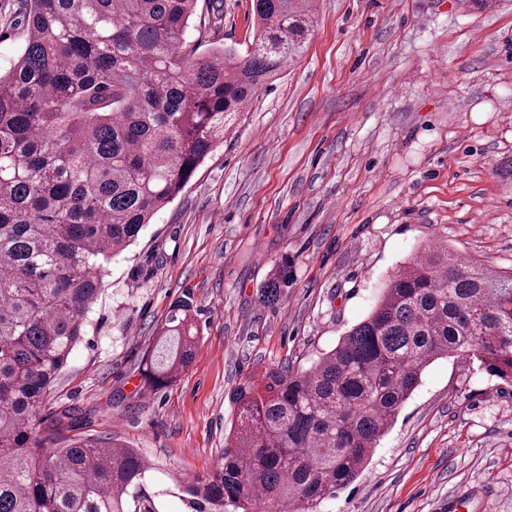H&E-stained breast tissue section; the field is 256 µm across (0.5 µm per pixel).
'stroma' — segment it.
Masks as SVG:
<instances>
[{"instance_id": "35a3bbf8", "label": "stroma", "mask_w": 512, "mask_h": 512, "mask_svg": "<svg viewBox=\"0 0 512 512\" xmlns=\"http://www.w3.org/2000/svg\"><path fill=\"white\" fill-rule=\"evenodd\" d=\"M196 18L220 29L191 30L185 50L242 54L253 39V0H198ZM23 46V18L0 0V69ZM433 241L512 270V0H315L303 54L112 259L42 416L80 407L77 434L149 465L139 512H190L183 482L219 465L233 390L310 367ZM285 258L292 284L260 302ZM184 298L195 357L146 392L141 359ZM320 512H512V383L472 358L434 360Z\"/></svg>"}]
</instances>
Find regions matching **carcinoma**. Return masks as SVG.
<instances>
[{"instance_id":"obj_1","label":"carcinoma","mask_w":512,"mask_h":512,"mask_svg":"<svg viewBox=\"0 0 512 512\" xmlns=\"http://www.w3.org/2000/svg\"><path fill=\"white\" fill-rule=\"evenodd\" d=\"M198 0H18L25 45L0 73V512H132L148 467L115 440L52 447L41 413L84 336L105 265L224 141L258 89L300 56L311 0H253L250 50L182 45ZM286 260L260 291L279 300ZM180 301L142 360L155 392L197 348ZM463 353L512 381V272L435 242L310 368L249 378L221 464L193 512H318L362 472L432 361Z\"/></svg>"}]
</instances>
